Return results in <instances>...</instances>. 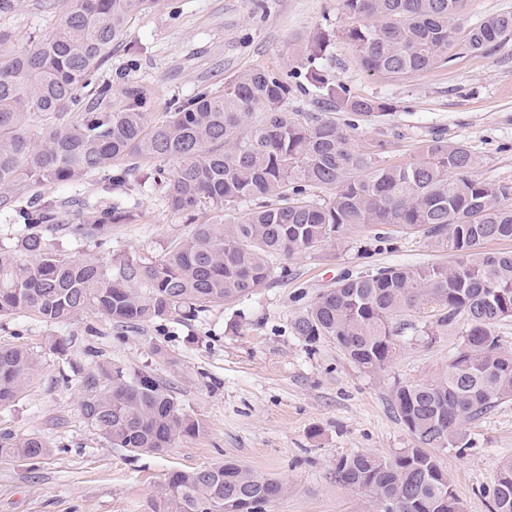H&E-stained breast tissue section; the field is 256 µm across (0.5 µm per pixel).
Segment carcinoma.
Instances as JSON below:
<instances>
[{
    "label": "carcinoma",
    "instance_id": "obj_1",
    "mask_svg": "<svg viewBox=\"0 0 512 512\" xmlns=\"http://www.w3.org/2000/svg\"><path fill=\"white\" fill-rule=\"evenodd\" d=\"M461 0H341L355 23L344 31L366 72L402 79L448 59V22ZM153 0H65L61 24L24 54L0 57V193L31 180L69 184L101 175L122 202L69 213L39 198L18 210L19 259L0 253V315L31 310L50 323L92 307L112 322L137 325L187 317L265 287L272 260L340 242L357 228L392 226L447 252L450 265H397L346 275L298 315L291 328L304 343H336L362 370L377 373L396 354L400 317L427 306L435 324L463 322V340L448 368L432 380L398 385L391 405L416 438L391 459L343 456L336 476L367 492L384 512H459L433 450L469 447L463 426L512 397V353L495 329L512 317V253L484 245L512 240V182L474 175L478 156L464 142L424 140L407 162L384 160L387 142L357 149L324 112L288 110L290 76L256 68L176 104L155 121L147 91L132 83L125 104L90 109L80 91L121 41L129 18ZM512 35V11L469 26L462 48L484 54ZM331 34L316 30L305 47V77L316 101L353 121L386 115L388 104L351 94L325 73ZM53 120L38 145L25 127ZM126 160L176 162L137 176ZM145 187L191 224L188 235L154 259H126L117 272L53 251L45 233L68 224L90 237L132 219ZM330 190L324 198L316 190ZM37 362L21 346H0V407L10 405ZM84 417L131 456L161 454L200 434L153 376L102 365L83 377ZM50 453L38 436L1 437L0 457L35 465ZM286 491L277 479L234 459L170 473L152 512H237L251 500L269 506ZM493 512H512V464L500 472Z\"/></svg>",
    "mask_w": 512,
    "mask_h": 512
}]
</instances>
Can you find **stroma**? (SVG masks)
Instances as JSON below:
<instances>
[{
  "instance_id": "1",
  "label": "stroma",
  "mask_w": 512,
  "mask_h": 512,
  "mask_svg": "<svg viewBox=\"0 0 512 512\" xmlns=\"http://www.w3.org/2000/svg\"><path fill=\"white\" fill-rule=\"evenodd\" d=\"M12 2L0 11V31L9 36L0 52L8 55L32 49L65 9L64 0ZM503 10H512V0H464L449 23L456 45L447 61L390 80L359 67L343 37L350 20L340 0H158L132 18L82 94L117 108L124 87L136 82L148 92V111L160 115L248 69L303 73L298 48L323 28L333 35L328 77L390 105L386 116L353 127L347 113L332 112L338 125L348 126L353 146L385 139L387 161L403 162L439 134L478 153L480 178L512 181V38L480 55L460 47L471 23ZM103 188L97 176L73 184L26 182L10 201L92 203ZM188 229L182 214L148 190L131 222L105 225L94 238L59 230L48 240L71 258L107 263L157 256ZM449 261L422 238L398 236L385 244L355 229L340 244L274 260L265 288L193 317L135 327L118 326L91 308L61 324L27 310L0 317V344L22 346L38 361L25 391L0 408V437L36 435L51 449L33 466L0 457V512H150L171 471L227 458L287 483L271 512H381L365 492L338 480L336 462L357 452L389 458L415 447L391 409L392 390L445 371L464 328L457 323L428 334L423 319L409 313L395 357L370 374L333 340L307 346L291 324L346 273ZM57 339L65 353L52 350ZM105 361L159 379L201 422L200 434L160 455L131 457L112 447L81 410V381ZM466 435L463 454L441 451L437 458L461 512H491L497 477L512 461V400L469 423Z\"/></svg>"
}]
</instances>
